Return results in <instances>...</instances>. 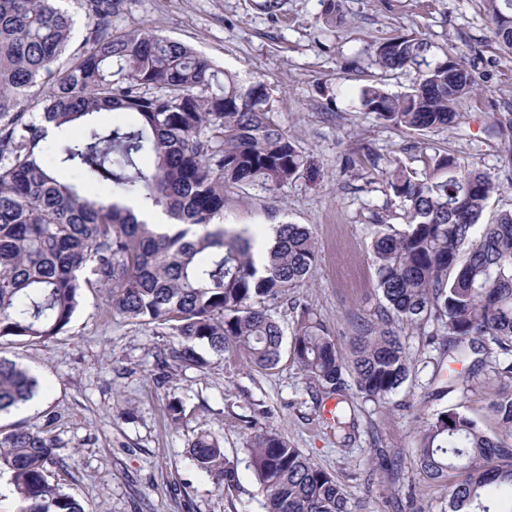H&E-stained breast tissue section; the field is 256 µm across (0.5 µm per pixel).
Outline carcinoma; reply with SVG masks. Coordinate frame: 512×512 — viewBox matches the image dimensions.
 Listing matches in <instances>:
<instances>
[{
	"instance_id": "obj_1",
	"label": "carcinoma",
	"mask_w": 512,
	"mask_h": 512,
	"mask_svg": "<svg viewBox=\"0 0 512 512\" xmlns=\"http://www.w3.org/2000/svg\"><path fill=\"white\" fill-rule=\"evenodd\" d=\"M58 2L0 0V339L41 343L66 332L92 288L106 292L111 311L179 337L155 364L162 383L173 363L205 364L199 345L217 356L233 348L251 365L273 367L283 345L274 304L316 265L313 232L278 225L259 266L247 229L220 222L227 189L257 186L274 195L304 169L292 138L270 119L268 88L241 84L178 41L116 27L136 0H79L86 35L71 52L73 18ZM483 2L496 41L511 51L512 0ZM322 17L328 27L341 22L340 0H323ZM366 56L382 74L414 73L404 93L377 79L360 90V109L385 123L447 129L474 92L461 54L436 52L416 33L379 37ZM38 84L51 92L29 112L24 102ZM115 111L134 121L109 128L94 120ZM76 124L84 133L58 144L59 166L79 169L89 183L109 182V200L82 195L43 159L49 132ZM145 154L150 168L140 164ZM382 174L404 219L400 229L381 217L373 225L372 264L386 309L361 325L347 360L314 309L296 304L290 355L326 397L338 396V424L347 364L371 401L407 379L395 321L431 322L474 352L493 344L512 356V210L481 223L497 191L490 174L448 152L428 157L420 171L390 160ZM131 201L164 214L176 230L156 231ZM490 372L500 382L492 408L511 437L512 359ZM36 387L27 369L0 359V413ZM54 448L43 432L0 430V474L10 476L15 512H84L49 480ZM247 452L266 512H350L341 482L280 434L256 432ZM189 455L199 471L235 481L214 435L200 434ZM416 455L432 479L459 473L448 512H512V448L470 417L433 414Z\"/></svg>"
}]
</instances>
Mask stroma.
<instances>
[{"label": "stroma", "instance_id": "obj_1", "mask_svg": "<svg viewBox=\"0 0 512 512\" xmlns=\"http://www.w3.org/2000/svg\"><path fill=\"white\" fill-rule=\"evenodd\" d=\"M280 3L271 15L258 0H137L117 24L179 41L243 82L267 85L274 122L313 172L274 195L228 190L224 221L312 229L318 261L299 297L343 347L385 305L371 264V217L382 212L388 223L403 222L382 174L348 167V158L368 147L418 169L423 156L446 151L498 184L485 221L512 210V138L488 132L494 114L512 113V53L495 44L482 0H341L343 21L330 37L319 20L321 0ZM404 32L462 53L473 69L478 90L461 102L454 127L418 134L351 106L370 81L360 62L367 43ZM107 304L101 292H88L67 332L37 344L0 340V358L38 381L34 397L1 415L0 427L48 431L61 460L51 479L86 512H263L247 456L253 433L263 429L336 476L351 512H411V499L423 512H448L455 475L429 479L416 461L431 414L454 408L492 438L504 435L490 407L499 382L487 365L501 357L492 345L475 353L462 344L452 355L429 326H398L408 379L379 403L348 384L346 426L337 431L317 383L289 353L261 369L232 351L208 352L204 366L172 365L162 385L155 357L175 347L176 337L108 312ZM478 360L483 369H475ZM174 396L184 402L176 421L167 411ZM203 432L219 438L236 481L219 486L195 468L189 447Z\"/></svg>", "mask_w": 512, "mask_h": 512}]
</instances>
